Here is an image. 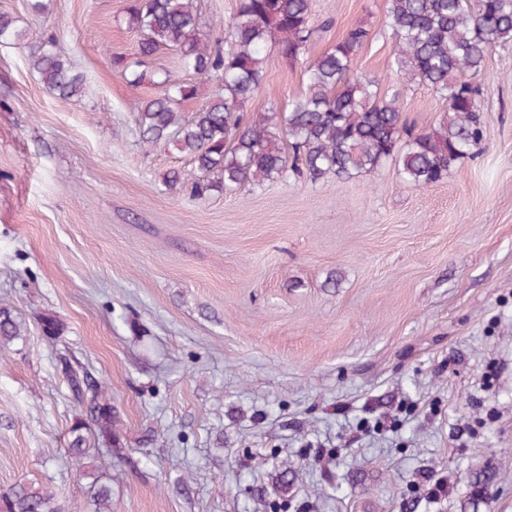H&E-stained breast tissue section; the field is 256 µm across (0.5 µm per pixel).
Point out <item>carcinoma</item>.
<instances>
[{
    "label": "carcinoma",
    "mask_w": 512,
    "mask_h": 512,
    "mask_svg": "<svg viewBox=\"0 0 512 512\" xmlns=\"http://www.w3.org/2000/svg\"><path fill=\"white\" fill-rule=\"evenodd\" d=\"M394 39L391 71L395 80L421 85L442 101L443 115L412 133L402 119L399 93L381 94L380 79L358 76L352 64L375 38L361 22L307 61L314 31L309 0H237L224 23V44L201 36L195 0H134L127 10L129 28L140 34L138 60L113 58L132 84L166 87L162 97L136 104L141 143L163 144L188 157L189 171L172 170L166 184L190 186L194 197L212 192L256 188L292 173L312 182L351 179L398 163L402 178L425 188L448 178L463 159L474 155L484 138L480 85L473 81L500 46L512 43V0H386ZM8 14H0V40L22 41ZM170 49L194 74L217 77L221 88L210 103L186 118L178 105L196 95L194 85L171 78L167 70H147L148 61ZM276 54L293 66L307 63V88L272 122H244L243 111L261 85L265 64ZM29 60L41 81L60 98L80 89L81 76L49 41L31 46ZM44 336L54 339L63 327L54 315L40 319ZM14 310L0 307V344L23 336ZM71 390L82 406L69 428L68 455L88 479L87 512H112V488L100 481V451L121 445L120 420L112 396L87 372L61 360ZM0 512H58L44 488L18 485L0 494Z\"/></svg>",
    "instance_id": "1"
}]
</instances>
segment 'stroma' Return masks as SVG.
I'll return each mask as SVG.
<instances>
[{
    "instance_id": "1",
    "label": "stroma",
    "mask_w": 512,
    "mask_h": 512,
    "mask_svg": "<svg viewBox=\"0 0 512 512\" xmlns=\"http://www.w3.org/2000/svg\"><path fill=\"white\" fill-rule=\"evenodd\" d=\"M44 3L0 0L26 31L0 41V305L27 327L0 347V493L87 500L65 359L107 384L123 424L101 461L113 512H464L477 471L494 475L478 512H512V46L477 78L482 149L439 184L390 161L196 198L164 184L189 159L139 144L134 105L163 89L112 63L137 51L127 0ZM311 5L332 25L308 59L365 21L377 37L352 69L396 87L386 0ZM42 41L82 96L42 86ZM152 67L196 85L184 116L213 96L174 52ZM305 87L303 66L269 56L249 118ZM400 90L408 123L439 119L434 92Z\"/></svg>"
}]
</instances>
